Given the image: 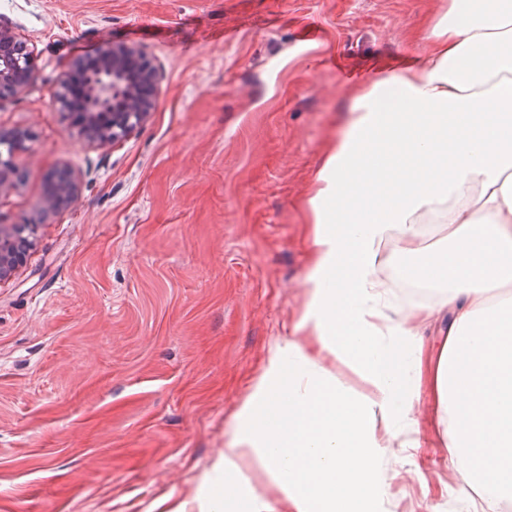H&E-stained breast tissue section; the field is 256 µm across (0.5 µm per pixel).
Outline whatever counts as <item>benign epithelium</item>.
<instances>
[{"mask_svg":"<svg viewBox=\"0 0 512 512\" xmlns=\"http://www.w3.org/2000/svg\"><path fill=\"white\" fill-rule=\"evenodd\" d=\"M36 70L34 46L11 25L0 21V99L21 94ZM70 73L58 80L52 92L55 110L69 113ZM163 82L161 68L146 51L133 44L108 43L98 54L97 65L85 72L83 112L79 129L84 140L106 150L126 140L154 110ZM31 138L25 129L5 136L0 133V195L13 190L19 172L13 163L16 152ZM46 192L42 217L69 209L80 198L79 177L66 166L45 172ZM30 224H0V281L12 276L23 262L32 241Z\"/></svg>","mask_w":512,"mask_h":512,"instance_id":"benign-epithelium-1","label":"benign epithelium"}]
</instances>
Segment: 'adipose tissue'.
<instances>
[{"label":"adipose tissue","instance_id":"obj_1","mask_svg":"<svg viewBox=\"0 0 512 512\" xmlns=\"http://www.w3.org/2000/svg\"><path fill=\"white\" fill-rule=\"evenodd\" d=\"M425 41L419 67L353 89L308 198L305 302L236 411L198 512H388L380 465L420 447L424 393L481 512L512 499V299L486 300L512 284V0H448ZM429 215L446 247L422 245ZM394 232L400 279L438 288L430 302L390 299L379 271ZM436 316L447 327L430 348L420 328Z\"/></svg>","mask_w":512,"mask_h":512}]
</instances>
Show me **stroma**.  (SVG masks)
Masks as SVG:
<instances>
[{
    "label": "stroma",
    "mask_w": 512,
    "mask_h": 512,
    "mask_svg": "<svg viewBox=\"0 0 512 512\" xmlns=\"http://www.w3.org/2000/svg\"><path fill=\"white\" fill-rule=\"evenodd\" d=\"M448 0H0L38 56L0 127L31 134L0 219L34 223L0 282V512H160L186 503L270 347L304 304L312 176L352 87L415 65ZM165 72L147 122L83 142L52 90L108 43ZM82 175L42 221L44 173ZM423 443L389 456L391 512H469L420 401Z\"/></svg>",
    "instance_id": "35a3bbf8"
}]
</instances>
